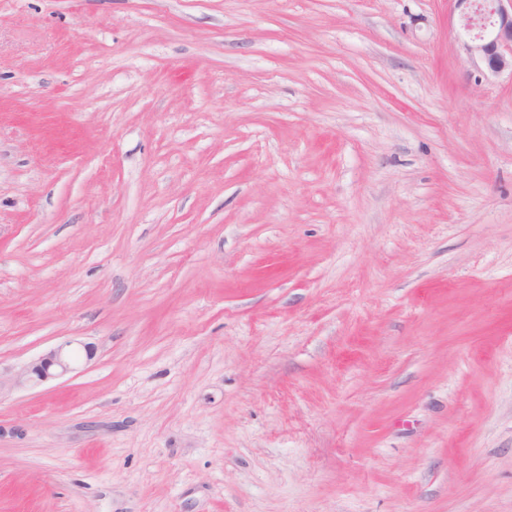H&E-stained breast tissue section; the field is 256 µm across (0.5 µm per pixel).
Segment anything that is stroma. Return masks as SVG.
Listing matches in <instances>:
<instances>
[{
    "label": "stroma",
    "mask_w": 512,
    "mask_h": 512,
    "mask_svg": "<svg viewBox=\"0 0 512 512\" xmlns=\"http://www.w3.org/2000/svg\"><path fill=\"white\" fill-rule=\"evenodd\" d=\"M458 24L0 0V512H512V78ZM70 370V356L63 346L51 349L29 364L16 377L17 385L37 384Z\"/></svg>",
    "instance_id": "obj_1"
}]
</instances>
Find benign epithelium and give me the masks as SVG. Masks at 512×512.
<instances>
[{"instance_id":"benign-epithelium-1","label":"benign epithelium","mask_w":512,"mask_h":512,"mask_svg":"<svg viewBox=\"0 0 512 512\" xmlns=\"http://www.w3.org/2000/svg\"><path fill=\"white\" fill-rule=\"evenodd\" d=\"M454 2L460 9L458 38L469 57L470 77L478 84L504 75L512 79V0ZM69 370L70 356L59 346L29 364L15 383L37 384Z\"/></svg>"}]
</instances>
